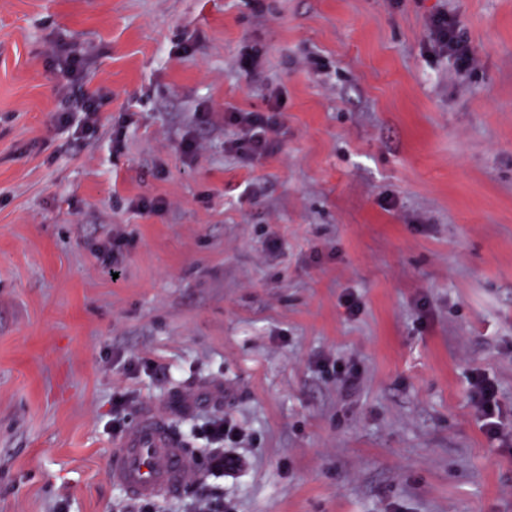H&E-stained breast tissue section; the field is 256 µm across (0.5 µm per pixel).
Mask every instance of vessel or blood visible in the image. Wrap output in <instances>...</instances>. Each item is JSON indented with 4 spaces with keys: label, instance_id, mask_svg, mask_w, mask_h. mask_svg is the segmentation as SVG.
Instances as JSON below:
<instances>
[{
    "label": "vessel or blood",
    "instance_id": "obj_1",
    "mask_svg": "<svg viewBox=\"0 0 512 512\" xmlns=\"http://www.w3.org/2000/svg\"><path fill=\"white\" fill-rule=\"evenodd\" d=\"M189 465L166 425L149 417L113 449L110 475L133 497L147 499L179 488Z\"/></svg>",
    "mask_w": 512,
    "mask_h": 512
}]
</instances>
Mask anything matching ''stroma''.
I'll list each match as a JSON object with an SVG mask.
<instances>
[{
  "label": "stroma",
  "mask_w": 512,
  "mask_h": 512,
  "mask_svg": "<svg viewBox=\"0 0 512 512\" xmlns=\"http://www.w3.org/2000/svg\"><path fill=\"white\" fill-rule=\"evenodd\" d=\"M68 55L108 98L88 133ZM278 100L240 159L226 113ZM477 370L512 426V0H0V512H126L149 414L241 460L202 475L231 512H512ZM429 30L435 47L454 56L460 69L466 70L476 65L456 22L448 13L441 11L433 14L429 21ZM281 105L267 112H228L227 121L240 126L245 133L230 145V149L246 161H257L274 153L279 145L275 133L280 125ZM471 382L474 389V398L478 399V404L485 419L483 429L491 438L498 437L501 433V427L498 421L492 420L495 409H498L497 386L484 373L473 374Z\"/></svg>",
  "instance_id": "1"
}]
</instances>
